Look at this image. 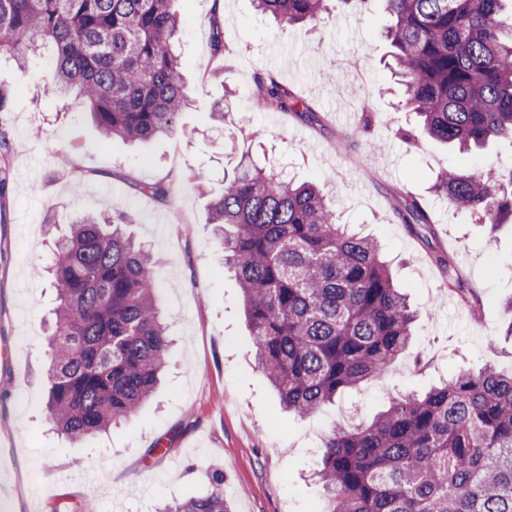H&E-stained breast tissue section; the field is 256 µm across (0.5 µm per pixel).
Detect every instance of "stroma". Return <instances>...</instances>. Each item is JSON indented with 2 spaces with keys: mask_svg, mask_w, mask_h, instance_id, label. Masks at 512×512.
<instances>
[{
  "mask_svg": "<svg viewBox=\"0 0 512 512\" xmlns=\"http://www.w3.org/2000/svg\"><path fill=\"white\" fill-rule=\"evenodd\" d=\"M173 9L190 104L170 135L101 142L78 100L46 88L40 60L23 68L0 63V83L15 89L0 112L12 144L0 156L7 182L0 199V500L11 512H58L86 501L96 512H157L204 494L216 472L231 512H323L315 473L332 428L370 422L397 390L421 393L487 364L512 369L502 317L512 298V225L489 230L432 190L446 169H512V145L462 153L428 139L414 148L398 136L417 128L418 118L391 66L385 31L393 19L384 4L347 18L331 9L316 23L283 28L254 0H224L227 49L219 57L207 22L211 0H174ZM260 73L291 85L319 123L260 107ZM217 110L223 120L214 118ZM366 112L374 124L365 139L358 127ZM246 152L288 178L324 182L341 222L378 243L418 312L411 346L387 377L346 390L308 417L280 408L209 222L225 173ZM199 167L207 172L200 188L190 180ZM162 178L176 183L168 203L134 190ZM107 186L112 195H103ZM414 200L433 218L419 237L396 217ZM116 207L130 214L131 235L152 253L170 351L139 417L74 443L52 430L45 408V329L55 298L45 269L54 237L73 217ZM439 249L460 262L480 311L444 288L430 259Z\"/></svg>",
  "mask_w": 512,
  "mask_h": 512,
  "instance_id": "obj_1",
  "label": "stroma"
}]
</instances>
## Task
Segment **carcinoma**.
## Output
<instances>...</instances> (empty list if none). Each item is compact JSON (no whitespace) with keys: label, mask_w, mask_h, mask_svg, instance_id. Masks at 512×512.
Masks as SVG:
<instances>
[{"label":"carcinoma","mask_w":512,"mask_h":512,"mask_svg":"<svg viewBox=\"0 0 512 512\" xmlns=\"http://www.w3.org/2000/svg\"><path fill=\"white\" fill-rule=\"evenodd\" d=\"M174 0H0V55L24 63L38 43L46 85L76 92L101 136L145 140L173 131L188 104ZM282 27L318 21L327 0H256ZM376 0H336L356 16ZM393 23L406 106L429 138L462 150L512 141V0H383ZM212 51L224 54L214 14ZM262 104L315 119L311 105L270 73L256 77ZM174 181L136 191L166 203ZM436 191L495 229L512 222V173H441ZM401 222L432 224L414 201ZM209 221L242 289L255 356L281 405L308 416L336 394L381 379L408 348L414 311L393 284L377 244L339 222L320 189L241 160L209 208ZM446 287L472 294L459 263L434 255ZM55 323L47 346L46 411L79 442L138 416L166 362L169 337L156 308L150 253L126 215H82L55 243ZM324 512H512V372L488 366L424 393L395 392L371 423L334 428L318 471ZM165 512H228L224 475L200 497Z\"/></svg>","instance_id":"1"}]
</instances>
